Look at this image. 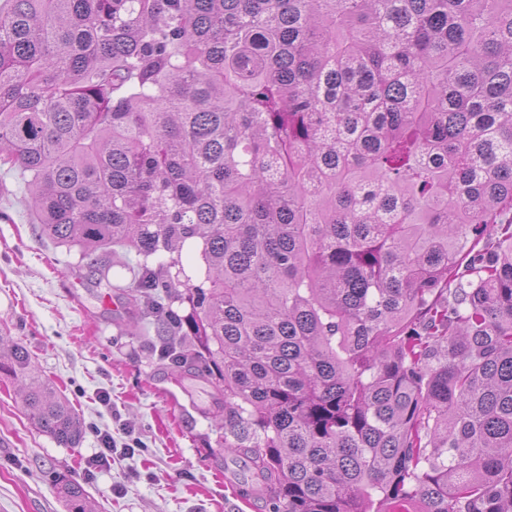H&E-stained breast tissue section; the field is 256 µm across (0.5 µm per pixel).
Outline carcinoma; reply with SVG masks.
<instances>
[{"label":"carcinoma","mask_w":512,"mask_h":512,"mask_svg":"<svg viewBox=\"0 0 512 512\" xmlns=\"http://www.w3.org/2000/svg\"><path fill=\"white\" fill-rule=\"evenodd\" d=\"M9 2L0 167L100 280L140 257L124 313L211 388L250 490L512 512V0ZM2 375L80 444L0 336ZM116 254L104 255L102 260L109 266L108 278L111 284L128 287L132 283V274L130 269L136 265L138 257L134 252H126L121 248H116Z\"/></svg>","instance_id":"1"}]
</instances>
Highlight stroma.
<instances>
[{
	"label": "stroma",
	"mask_w": 512,
	"mask_h": 512,
	"mask_svg": "<svg viewBox=\"0 0 512 512\" xmlns=\"http://www.w3.org/2000/svg\"><path fill=\"white\" fill-rule=\"evenodd\" d=\"M104 260L106 286L78 247L41 236L21 175L0 167V334L27 347L85 423L78 447L59 445L31 425L17 383L0 379V512H65L59 474L81 483L99 512H270L245 495L238 460L216 447L218 422L201 412L208 397H188L158 359L155 322L118 323L117 289L131 285L137 255ZM127 429L141 450L89 467L99 433L119 440Z\"/></svg>",
	"instance_id": "obj_1"
}]
</instances>
